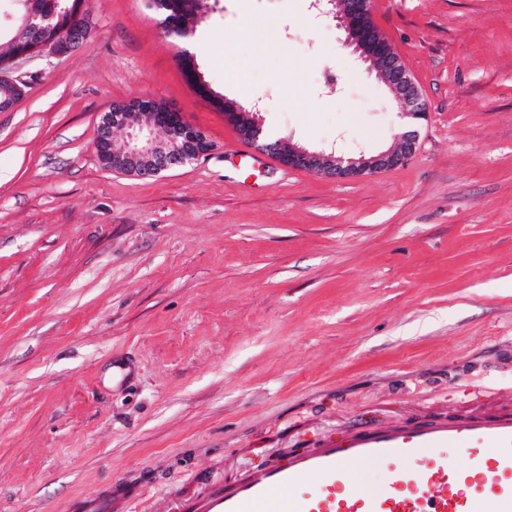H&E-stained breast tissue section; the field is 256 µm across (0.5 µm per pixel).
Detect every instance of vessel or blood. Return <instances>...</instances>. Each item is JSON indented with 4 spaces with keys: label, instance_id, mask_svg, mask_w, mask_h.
Instances as JSON below:
<instances>
[{
    "label": "vessel or blood",
    "instance_id": "1",
    "mask_svg": "<svg viewBox=\"0 0 512 512\" xmlns=\"http://www.w3.org/2000/svg\"><path fill=\"white\" fill-rule=\"evenodd\" d=\"M450 448L474 466H449ZM372 465L389 479L366 490L357 475ZM139 495V486L113 483L78 498L74 508L128 512ZM177 512H512V416L350 431L187 499Z\"/></svg>",
    "mask_w": 512,
    "mask_h": 512
}]
</instances>
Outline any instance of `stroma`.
Masks as SVG:
<instances>
[{
	"label": "stroma",
	"instance_id": "1",
	"mask_svg": "<svg viewBox=\"0 0 512 512\" xmlns=\"http://www.w3.org/2000/svg\"><path fill=\"white\" fill-rule=\"evenodd\" d=\"M88 5L94 33L20 63L0 112V512L115 481L171 512L329 425L512 399V0H370L429 115L401 165L347 180L241 139L179 64L306 149H398L399 100L309 0H219L186 41L150 0ZM141 99L210 151L105 167L103 114Z\"/></svg>",
	"mask_w": 512,
	"mask_h": 512
}]
</instances>
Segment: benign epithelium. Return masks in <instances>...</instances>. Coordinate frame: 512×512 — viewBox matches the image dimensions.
<instances>
[{"instance_id":"obj_1","label":"benign epithelium","mask_w":512,"mask_h":512,"mask_svg":"<svg viewBox=\"0 0 512 512\" xmlns=\"http://www.w3.org/2000/svg\"><path fill=\"white\" fill-rule=\"evenodd\" d=\"M311 8L319 18H336L347 33V39L360 57L370 62L403 105L405 117L419 121L428 116L426 104L411 75L399 57L393 52L375 25L368 9V0H312ZM92 33L89 19L78 25L67 22L58 33V40L41 43L27 53L15 57L0 67V87L5 98L0 99V112L9 111L26 95L28 82L14 75L17 65L37 57L62 56L87 39ZM225 116L242 129L241 136L259 150L272 153L288 168L303 169L320 175L351 179L369 171L394 168L404 162L414 150L417 131L406 130L401 134L402 146L396 152L380 153L365 158H344L336 150L310 151L287 140L269 142L256 117L258 109L247 111L232 101H224ZM163 119L140 123V113L131 112L124 106H115L104 114L100 123L101 138L96 149L105 167L120 172L154 176L163 171L181 167L210 150L206 139L194 127L184 121L180 113H162ZM126 130L121 141L112 138L115 128ZM162 130L165 138L154 136Z\"/></svg>"}]
</instances>
